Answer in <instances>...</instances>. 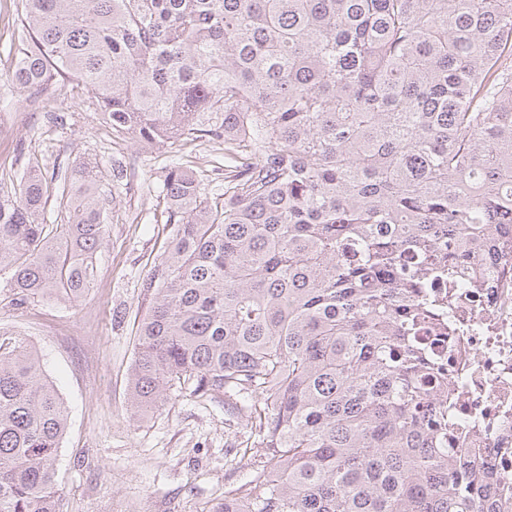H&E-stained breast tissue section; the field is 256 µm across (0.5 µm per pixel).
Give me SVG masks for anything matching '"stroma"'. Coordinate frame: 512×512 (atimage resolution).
I'll use <instances>...</instances> for the list:
<instances>
[{
    "instance_id": "stroma-1",
    "label": "stroma",
    "mask_w": 512,
    "mask_h": 512,
    "mask_svg": "<svg viewBox=\"0 0 512 512\" xmlns=\"http://www.w3.org/2000/svg\"><path fill=\"white\" fill-rule=\"evenodd\" d=\"M16 0H0V193L39 167L49 187L94 162L109 191L107 243L96 255L97 278L75 299L11 304L0 278V330L35 346L40 365L68 413L58 461L59 512H217L224 490L253 473L239 455L255 434L233 397L176 392L152 409L127 399L134 360L133 323L142 316L147 261L163 250V182L172 163L193 169L203 196L224 191V143L185 139L150 148L113 137L95 106L77 90L52 84L32 92L10 78L17 36ZM124 178L112 181V164Z\"/></svg>"
}]
</instances>
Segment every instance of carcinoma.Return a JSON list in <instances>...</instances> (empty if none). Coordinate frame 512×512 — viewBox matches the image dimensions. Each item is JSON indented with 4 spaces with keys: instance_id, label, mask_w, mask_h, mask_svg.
Masks as SVG:
<instances>
[{
    "instance_id": "carcinoma-1",
    "label": "carcinoma",
    "mask_w": 512,
    "mask_h": 512,
    "mask_svg": "<svg viewBox=\"0 0 512 512\" xmlns=\"http://www.w3.org/2000/svg\"><path fill=\"white\" fill-rule=\"evenodd\" d=\"M12 81L70 85L116 135L224 137V201L182 166L143 280L129 400L253 395L261 449L224 512H495L448 448L456 387L427 345L471 253L512 240V0H18ZM34 168L0 197L12 304L81 296L108 213ZM448 279V306L431 291ZM64 403L0 335V512H57Z\"/></svg>"
}]
</instances>
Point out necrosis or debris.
Listing matches in <instances>:
<instances>
[{
	"label": "necrosis or debris",
	"instance_id": "4bbe7bcc",
	"mask_svg": "<svg viewBox=\"0 0 512 512\" xmlns=\"http://www.w3.org/2000/svg\"><path fill=\"white\" fill-rule=\"evenodd\" d=\"M455 318L453 346L432 348L458 385L465 432L448 445L468 449L485 470L512 475V258L488 263L485 288L462 299Z\"/></svg>",
	"mask_w": 512,
	"mask_h": 512
}]
</instances>
